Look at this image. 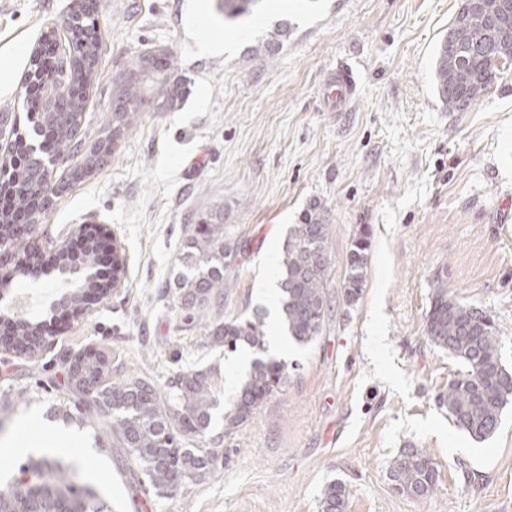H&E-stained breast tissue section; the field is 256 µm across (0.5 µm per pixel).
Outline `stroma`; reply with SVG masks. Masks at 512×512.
I'll list each match as a JSON object with an SVG mask.
<instances>
[{
    "instance_id": "stroma-1",
    "label": "stroma",
    "mask_w": 512,
    "mask_h": 512,
    "mask_svg": "<svg viewBox=\"0 0 512 512\" xmlns=\"http://www.w3.org/2000/svg\"><path fill=\"white\" fill-rule=\"evenodd\" d=\"M72 0H0V154L31 134L23 85L32 48L61 24ZM461 0H263L247 19L225 20L217 0H97L101 49L70 157L55 180L67 187L15 250L13 290L32 289L45 343L30 355L0 342V489L32 448H74L79 480L108 512H321L325 486L342 480L346 512H512V405L497 432L476 441L437 403L463 366L425 333L435 278L494 317L502 361L512 368V69L465 112L446 110L433 82L440 39ZM288 35L271 55L257 45L280 24ZM223 39V52L203 42ZM172 55L169 110L148 95L133 127L93 173L77 178L92 144L112 125L115 81L143 54ZM359 74L347 110L325 107L328 71ZM327 209L331 301L320 336L282 352L290 372L250 420L224 442L202 480L157 495L134 490L88 421L56 416L72 405L68 361L101 351L106 381L213 370L224 429L235 388L230 351L208 345L203 321L186 320L171 288L186 229L221 204L242 247L224 279L212 320L260 312L267 336L276 297L258 284L288 227L311 200ZM115 236L122 284L76 315L58 273L31 279L27 253H49L79 226ZM370 233L362 293L347 303L348 255ZM437 470L434 493H399L390 467L407 446Z\"/></svg>"
}]
</instances>
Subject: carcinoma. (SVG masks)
Returning a JSON list of instances; mask_svg holds the SVG:
<instances>
[{
  "instance_id": "cac0c4a2",
  "label": "carcinoma",
  "mask_w": 512,
  "mask_h": 512,
  "mask_svg": "<svg viewBox=\"0 0 512 512\" xmlns=\"http://www.w3.org/2000/svg\"><path fill=\"white\" fill-rule=\"evenodd\" d=\"M260 0H218L224 19L235 21L255 13ZM78 38L69 62L70 89L67 97L46 107L40 106L50 60L42 49L34 48L24 77L31 95L29 109L43 112L42 136L45 149L58 158L71 151L82 120L87 91L94 74L100 48L99 34L90 7L74 23ZM489 41L491 53H482L478 44ZM512 64V35H491L484 13L458 12L448 33L442 38L434 62L436 94L450 112H466L491 85L499 70ZM172 56L159 52L150 66L141 63L129 70L130 79L121 83L112 113L110 135L94 143L90 154L110 153L111 142L137 119L147 91L163 97L162 108L172 106L178 97L167 87ZM4 194L0 196V245L16 250L21 241L13 236L17 213L28 208L30 200L48 182L41 156L32 153L24 138L16 137L11 151L0 156ZM229 214L217 205L199 218L183 240L179 272L170 287L180 309L190 320L201 319L224 288L228 271L239 252V240L227 224ZM330 219L327 210L312 202L298 223L288 228L278 267L280 276V318L289 336L299 344L314 341L319 335L328 308L327 272L332 263L328 239ZM369 238L365 231L353 242L344 283L346 301L354 303L362 292L368 261ZM70 264L62 255L30 258L24 271L36 273L45 266L60 268ZM265 322L261 314L245 320L214 322L206 326V340L213 346L235 351L244 344L255 350L265 348ZM19 337L29 342L24 350L38 351L39 331L28 323L16 327ZM426 335L439 349L448 352L465 371L448 380V388L439 397V405L448 417L472 438L484 440L498 429L501 416L512 402V369L500 354V336L493 318L448 293V285H434L426 313ZM108 371L107 360L89 351L77 356L70 369L73 389L80 394L76 412L95 422L112 447L123 450L156 494L177 489L183 482L205 477L224 457V440L250 419L266 397L288 382V366L276 360H255L240 379L230 409L224 413V434L205 448L189 447L188 438L206 436L217 406L216 388L208 371L178 374L170 380L165 396L154 383L142 377H130L118 384H106L85 399V387ZM76 464L58 459L30 456L20 465V474L29 480H14L0 491V512H107L106 503L87 484L73 480ZM390 477L401 493L416 498L431 496L438 475L426 451L405 448L393 461ZM348 492L341 480L330 482L321 498V512H346Z\"/></svg>"
}]
</instances>
